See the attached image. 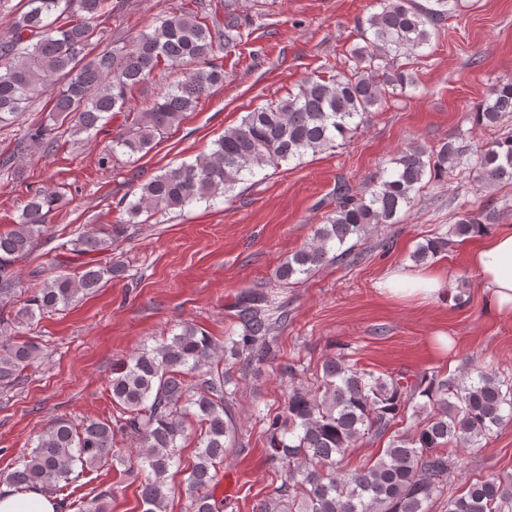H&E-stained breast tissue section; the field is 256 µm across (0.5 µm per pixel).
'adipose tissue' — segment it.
I'll list each match as a JSON object with an SVG mask.
<instances>
[{
    "mask_svg": "<svg viewBox=\"0 0 512 512\" xmlns=\"http://www.w3.org/2000/svg\"><path fill=\"white\" fill-rule=\"evenodd\" d=\"M470 259L483 284L488 310L512 318V226H502L481 240ZM449 284L450 275L442 270L398 269L389 272L380 287L398 300L427 301L446 296Z\"/></svg>",
    "mask_w": 512,
    "mask_h": 512,
    "instance_id": "adipose-tissue-1",
    "label": "adipose tissue"
}]
</instances>
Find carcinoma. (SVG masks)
<instances>
[{
	"label": "carcinoma",
	"instance_id": "1",
	"mask_svg": "<svg viewBox=\"0 0 512 512\" xmlns=\"http://www.w3.org/2000/svg\"><path fill=\"white\" fill-rule=\"evenodd\" d=\"M112 0H28L29 10L0 40V123L25 111L37 87L62 82L49 119L71 118L72 133H91L113 112L130 119L125 134L108 153L135 154L150 148L157 135L178 125L211 88L224 83L216 51L237 46L238 17L225 11L224 26L209 25L198 12L181 9L150 24L129 46L87 58L91 23ZM458 0H383L382 9L359 24L363 44L351 50L354 66L328 78H308L298 91L248 112L239 125L224 130L214 149L191 163L168 168L140 184L133 199L121 200L127 218L83 232L67 241L74 255L108 253L143 214L209 202L256 175L308 153L336 147L367 124L385 103L388 90L405 89L412 76L400 59L431 44ZM63 15L70 16L59 23ZM188 64L184 80L169 86L143 110L131 108L134 91L155 70ZM512 119V78L490 86L476 122L494 134L487 142L462 144L448 138L433 147L413 145L394 159L395 168L352 193L337 192L336 210L319 225L313 242L289 256L276 270L280 281L300 279L352 254L357 242L377 224H393L414 206L429 173L459 171L484 185L512 184V135H498ZM59 194L33 192L12 228L0 232V387L18 384L37 359L39 347L20 342L13 328L72 304L123 272L119 263L86 261L71 274L55 271L30 290L12 316L21 281L15 265L38 247ZM495 208L461 211L449 231L426 239L412 258L425 263L446 251L449 237L472 238L495 223ZM238 330L217 346L205 331L186 325L153 347L133 352L113 368L114 421L90 420L75 427L57 418L18 461L7 482L18 491L51 494L75 483L81 472L107 464H126L114 450V436L140 442L136 456L143 512H165L173 488L171 468L184 473L188 512H236L231 498L212 493L224 458L243 447L235 415L238 375L257 372L278 357L279 333L288 310L266 292H242L235 304ZM299 362L288 364V395L279 412L262 416L266 452L276 474L259 512H429L433 498L463 460L452 447L475 448L512 422V381L492 367L476 365L466 377L436 374L394 377L357 367L343 355L327 357L321 374L310 378ZM424 397L422 404L417 397ZM409 427L397 431L404 423ZM389 436L376 460L358 469L341 462L365 439ZM194 440L191 465L181 466L180 443ZM446 512H512V475L490 474L446 501Z\"/></svg>",
	"mask_w": 512,
	"mask_h": 512
}]
</instances>
